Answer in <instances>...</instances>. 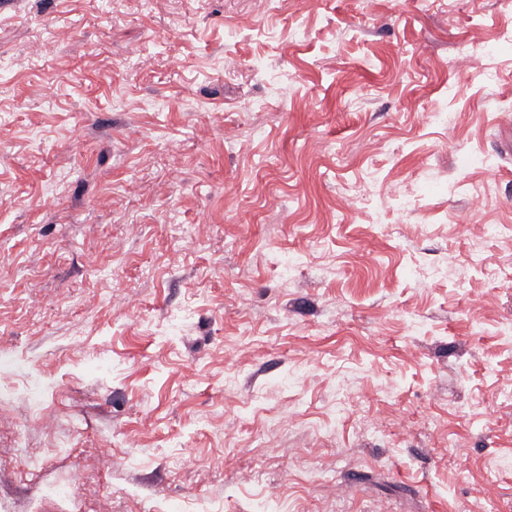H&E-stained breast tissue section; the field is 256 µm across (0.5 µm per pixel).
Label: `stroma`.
Returning <instances> with one entry per match:
<instances>
[{
	"label": "stroma",
	"mask_w": 512,
	"mask_h": 512,
	"mask_svg": "<svg viewBox=\"0 0 512 512\" xmlns=\"http://www.w3.org/2000/svg\"><path fill=\"white\" fill-rule=\"evenodd\" d=\"M510 34L0 0V512H512Z\"/></svg>",
	"instance_id": "obj_1"
}]
</instances>
